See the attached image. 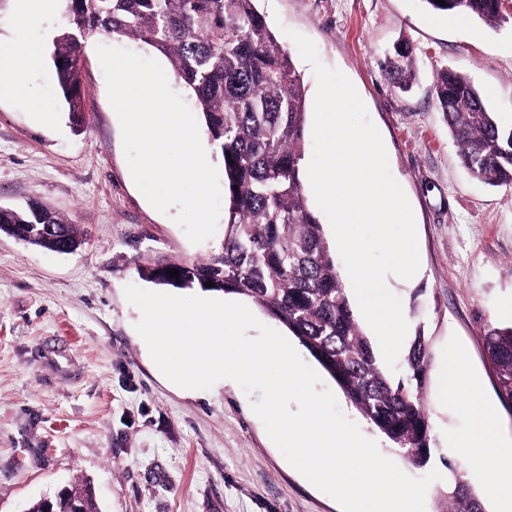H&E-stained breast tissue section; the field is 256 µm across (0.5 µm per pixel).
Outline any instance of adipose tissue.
Returning a JSON list of instances; mask_svg holds the SVG:
<instances>
[{
	"label": "adipose tissue",
	"mask_w": 512,
	"mask_h": 512,
	"mask_svg": "<svg viewBox=\"0 0 512 512\" xmlns=\"http://www.w3.org/2000/svg\"><path fill=\"white\" fill-rule=\"evenodd\" d=\"M40 60L41 51L37 48H17L0 53V89L20 97L25 96L21 76L27 68L37 65ZM490 428V423H483L480 431L461 438L456 452L466 458L484 459L496 468L494 495L502 512H512V445L500 439L487 442L485 433Z\"/></svg>",
	"instance_id": "obj_1"
}]
</instances>
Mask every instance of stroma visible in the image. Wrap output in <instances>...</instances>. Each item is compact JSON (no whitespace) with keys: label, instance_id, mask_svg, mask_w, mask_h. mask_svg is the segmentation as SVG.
Masks as SVG:
<instances>
[{"label":"stroma","instance_id":"obj_1","mask_svg":"<svg viewBox=\"0 0 512 512\" xmlns=\"http://www.w3.org/2000/svg\"><path fill=\"white\" fill-rule=\"evenodd\" d=\"M505 3L495 30L431 12L422 0L256 3L289 52L294 30L352 81L414 212L422 275L388 281L409 328L429 339V466L441 478L425 512H445L447 450L473 426L472 412L440 390L450 349L463 351L484 413L512 438V412L497 397L484 348L488 328L512 324V187L467 172L433 94L438 72L456 70L512 125ZM63 24L62 8L27 18L18 0H0V51L40 48L42 63L24 85L55 117L39 123L0 93V206L45 204L83 238L77 252L58 254L0 233V512H25L77 477L90 480L100 512H341L286 461L237 383L187 394L152 361L126 286L151 289L138 266L205 259L224 233L191 243L136 187L96 54L105 37L84 46V123L73 128L50 58ZM402 39L416 65L406 92L380 66Z\"/></svg>","mask_w":512,"mask_h":512}]
</instances>
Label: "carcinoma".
<instances>
[{"mask_svg": "<svg viewBox=\"0 0 512 512\" xmlns=\"http://www.w3.org/2000/svg\"><path fill=\"white\" fill-rule=\"evenodd\" d=\"M66 24L51 59L72 124L83 122L81 56L86 39L140 40L166 56L195 98L210 144L222 158L227 189L221 251L205 260L138 269L142 279L175 288L211 290L250 299L295 336L366 421L420 469L431 459L426 399L430 365L424 331L416 329L401 374L377 359L353 311L325 237L309 209L302 181L307 100L291 53L277 40L255 0H64ZM438 13L475 19L496 29L506 22L500 0H422ZM410 46L399 43L385 72L407 87L414 76ZM436 102L468 173L491 186L512 185V128L505 127L464 74L437 75ZM0 232L58 252L78 249L73 225L39 203L0 207ZM175 269L180 279L166 274ZM487 356L497 396L512 407V327L487 329ZM448 468V512H484L462 471ZM51 500L52 512H98L90 481Z\"/></svg>", "mask_w": 512, "mask_h": 512, "instance_id": "cac0c4a2", "label": "carcinoma"}]
</instances>
